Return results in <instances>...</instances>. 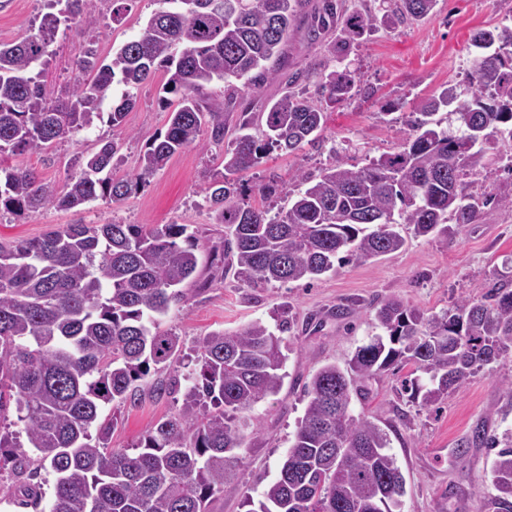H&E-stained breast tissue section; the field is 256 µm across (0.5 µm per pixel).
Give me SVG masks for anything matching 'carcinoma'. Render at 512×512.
Segmentation results:
<instances>
[{
  "mask_svg": "<svg viewBox=\"0 0 512 512\" xmlns=\"http://www.w3.org/2000/svg\"><path fill=\"white\" fill-rule=\"evenodd\" d=\"M153 2L143 31L110 62L85 49L79 69L90 78L64 100L47 91L50 46L73 23L95 28L97 0H48L36 33L0 43V158L47 149L104 116L120 125L135 90L159 69L168 75L161 104L171 110L165 134L130 178H112L120 151L114 140L76 156L61 188L0 163V211L25 216L122 200L176 153L200 145L203 133L223 142L238 96L279 74L304 0ZM437 2L387 0L386 18H429ZM375 21L347 12L342 0H322L308 36L335 29L330 51L344 52ZM471 42L482 50L473 60L471 95L444 89L419 100L420 118L402 151L360 168L338 160L316 176L301 172L288 207L274 213L239 202L236 183L213 178L206 203L213 223L230 229L221 246L200 243L187 224H63L38 239L0 241V472L20 482V505L39 507L42 469L55 477L49 512H211L213 499L237 490L235 470L258 431L251 411L287 377L282 338L255 321L213 331L187 352L181 337L159 330L158 318L187 300L183 285L196 279L202 249L215 269L204 288L224 273L228 255L236 277L252 288L310 283L399 250L403 224L429 237L448 234L450 218L472 224L484 217L485 203L463 192L461 177L483 165L476 145L512 126V28L480 30ZM358 78L347 67L331 73L322 86L326 102L347 100ZM215 82L224 83V94L206 92ZM116 87L121 95L105 114ZM448 108L459 122L454 132L434 119ZM264 114L261 138L252 120L239 121L224 150L227 173L314 141L326 118L324 107L296 93ZM371 323L377 333L346 367L327 364L312 375L279 476L257 508L244 497L247 512H401L405 478L389 434L353 411V400L364 397L361 382L408 365L402 393L430 410L470 375L512 357V277L494 270L481 298L440 314L389 298ZM176 361L181 369L158 389L181 395L179 408L142 435L139 452L112 447L113 421L101 419L102 407L138 401L150 370ZM471 442L496 450L494 494L482 512H512V437L478 427Z\"/></svg>",
  "mask_w": 512,
  "mask_h": 512,
  "instance_id": "obj_1",
  "label": "carcinoma"
}]
</instances>
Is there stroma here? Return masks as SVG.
I'll return each mask as SVG.
<instances>
[{
  "mask_svg": "<svg viewBox=\"0 0 512 512\" xmlns=\"http://www.w3.org/2000/svg\"><path fill=\"white\" fill-rule=\"evenodd\" d=\"M104 16L97 28L75 25L58 34L47 71L53 96L72 89L79 77L78 61L87 45L100 56L142 31L155 9L153 0H127L120 22H112V0H101ZM44 0H0V42H12L36 32L45 13ZM512 27V0H439L436 16L395 26L378 22L349 51L346 62L329 60L326 47L333 33L310 40L298 27L288 43V65L278 80L265 82L257 93L239 98L238 111L257 115L261 105L281 98L293 72L311 71L298 88L311 100L325 95L320 74L344 64L357 69L360 80L352 96L327 108L321 139L291 153L271 152L261 164L234 174L246 188L245 203L256 208L280 209L288 204L299 172L318 174L332 158L350 167L400 150L411 132L413 109L422 97L444 87L456 93L470 87L475 50L471 35L479 29ZM167 77L157 72L137 92L134 107L121 126L101 121L90 131L63 139L46 150L10 156V165L35 170L42 179L63 184L73 156L92 151L98 139L119 141L122 149L112 166L113 178H127L139 170L140 158L160 134L169 113L159 105ZM237 135L227 125L222 144L208 143L176 154L149 183L127 198L100 199L72 210L49 208L18 217L0 213V240L36 239L61 224H188L205 241L223 242L224 227L211 223L204 205L213 175L224 170V147ZM484 164L462 178L466 193L477 197L512 196V138L502 135L485 144ZM275 181L272 197L260 195L259 184ZM404 246L375 262H354L311 284L293 282L251 288L226 272L215 285L189 291L187 302L172 306L161 329L181 336L185 345L219 329H236L254 321L287 320V376L280 393L253 409L259 431L237 470L238 493L216 498L212 512H246L242 494L260 500L274 481L291 444L296 422L303 413V390L313 373L328 363L345 364L371 335L370 320L386 299L398 296L420 311L432 314L452 308L464 299L481 297L493 270L512 262V213L483 217L473 224H449L448 236H415L402 226ZM405 373L391 369L367 380L365 398L354 401L355 412L379 425H393L391 451L406 478L403 512H481L483 496L492 491V450L472 444L477 427L489 433H512V400L503 394L512 382V358L487 365L449 390L439 408L423 409L400 395ZM146 379L139 403L106 406L104 415H116L112 445L133 448L158 420L174 413V397L153 391Z\"/></svg>",
  "mask_w": 512,
  "mask_h": 512,
  "instance_id": "1",
  "label": "stroma"
}]
</instances>
